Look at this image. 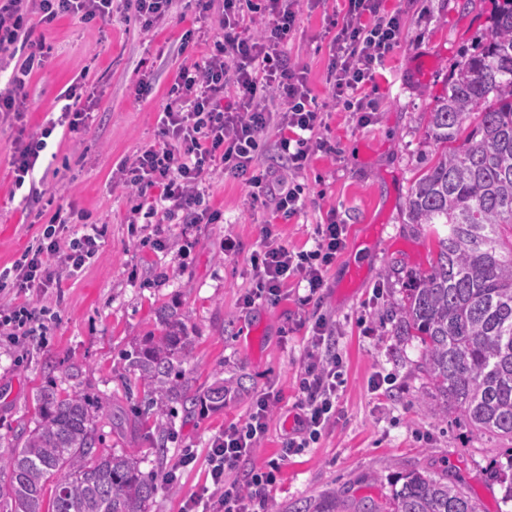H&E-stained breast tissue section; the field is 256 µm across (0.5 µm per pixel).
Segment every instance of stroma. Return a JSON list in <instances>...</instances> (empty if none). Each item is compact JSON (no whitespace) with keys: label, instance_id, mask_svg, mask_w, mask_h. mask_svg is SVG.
I'll use <instances>...</instances> for the list:
<instances>
[{"label":"stroma","instance_id":"35a3bbf8","mask_svg":"<svg viewBox=\"0 0 512 512\" xmlns=\"http://www.w3.org/2000/svg\"><path fill=\"white\" fill-rule=\"evenodd\" d=\"M382 8L400 16L402 34L366 88L376 110L365 122L341 105L330 112L323 135L332 153L314 152L293 177L304 210L290 218L252 210L243 180L218 173L209 195L223 214L219 224L129 223L133 200L112 179L122 161L154 144L158 113L179 67L203 57L207 45L178 54L184 25L177 16L149 32L120 13L106 23L64 17L46 30L45 65L26 86V124L0 119V269L12 266L43 230L13 186V143L20 134L39 133L57 96L75 82L90 101L92 121L78 133L56 128L36 171L46 176L47 212L74 204L101 223L103 237L94 260L35 299L48 310L43 344L0 343V453L34 427L41 387L105 397L112 414L97 422L99 451H134L156 487L148 512H181L206 483L212 438L243 422L253 399L270 390L281 402L269 432L235 476L247 482L252 470L277 457L284 435L296 427L298 377L311 326L322 315L344 364L339 417L319 444L283 462L267 512H316L326 501L338 512H357L362 500L383 502L400 476L415 470L463 488L479 512H512L500 481L512 466V441L476 435L456 415L433 412L436 391L420 367L421 346L395 330L407 289L436 252L425 228L405 215L411 186L440 154L426 134L429 112L463 57L488 37L494 5L382 0ZM343 12V0H306L288 43L291 62L304 68L321 102L331 96V43ZM148 72L153 89L136 96ZM331 220L346 225V245L325 274L319 304L301 305L292 287L278 304L244 305L250 257L265 232L288 248L308 250L317 225ZM164 237L170 248L157 246ZM228 237L235 242L231 255L224 252ZM352 261L362 262L364 273L348 286L343 272ZM164 306L189 317L190 390L219 379L229 390L220 411L176 410L165 436L154 417L131 419L143 393L125 391L117 379L126 353L160 335ZM379 374L389 382L376 394L371 383ZM186 449L196 453L195 466L177 470V483L167 484Z\"/></svg>","mask_w":512,"mask_h":512}]
</instances>
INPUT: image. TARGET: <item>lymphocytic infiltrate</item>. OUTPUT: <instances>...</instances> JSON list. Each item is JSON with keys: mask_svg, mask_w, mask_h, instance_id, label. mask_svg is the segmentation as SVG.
<instances>
[{"mask_svg": "<svg viewBox=\"0 0 512 512\" xmlns=\"http://www.w3.org/2000/svg\"><path fill=\"white\" fill-rule=\"evenodd\" d=\"M342 25L332 40L329 64L333 97L355 112H368L364 96L380 62L400 43L401 20L381 13L379 0H346ZM175 0H0V56L14 55L17 45L28 47L24 63L0 87V112L23 121L29 110L26 84L46 58L43 38L35 25L52 26L60 18L78 22H107L114 9L132 15L143 30L158 27L172 13ZM301 0H195V24L179 42L180 52L209 40L208 53L180 67L158 117V142L125 160L113 174L115 183L148 200V212L165 224H216L222 218L205 197V184L221 172L243 180L253 207L292 216L305 207L298 189L287 186L275 171L257 166L260 145L273 135L275 147L290 171L303 169L311 150L329 151L319 133L325 125L302 68L289 65L286 44L301 11ZM258 16L259 32H251L249 16ZM60 98L58 118L49 120L39 134L18 138L11 167L14 186L22 188L32 176L46 140L56 128L76 133L89 126L90 110L79 103L78 85ZM346 227L320 225L315 247L294 251L266 240L251 258L254 286L244 304L264 299L278 302L288 284L304 286V302L313 301L324 286L327 268L344 245ZM102 231L88 223L84 212L57 207L41 238L28 246L12 267L0 270V288L18 295V302L0 308V336L23 343L37 332L40 314L27 293L40 295L59 287L63 277L81 270L99 251ZM330 331L317 318L309 338V361L301 374L299 391L303 415L299 431L285 437L282 457L318 443L336 418V399L343 364L323 353ZM278 397L265 393L254 402L244 424L232 425L212 442L209 474L214 493L192 494L183 512H256L262 494L276 484L278 464L252 471L247 484L233 473L265 437Z\"/></svg>", "mask_w": 512, "mask_h": 512, "instance_id": "f902f5d3", "label": "lymphocytic infiltrate"}]
</instances>
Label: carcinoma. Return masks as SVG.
Returning <instances> with one entry per match:
<instances>
[{"instance_id":"1","label":"carcinoma","mask_w":512,"mask_h":512,"mask_svg":"<svg viewBox=\"0 0 512 512\" xmlns=\"http://www.w3.org/2000/svg\"><path fill=\"white\" fill-rule=\"evenodd\" d=\"M427 129L442 152L414 184L406 211L409 223L429 226L436 256L408 289L399 327L422 345V368L438 392L434 411L446 418L452 409L475 434L512 440V0H502L488 38L437 98ZM187 321L163 314L161 336L125 356V384L143 385L145 408L163 433L172 403L186 412L224 407L222 382L186 394ZM36 402V426L0 454L5 512H147L155 485L134 452H94L107 400L46 386ZM357 512H477V505L440 478L410 472L388 505Z\"/></svg>"}]
</instances>
